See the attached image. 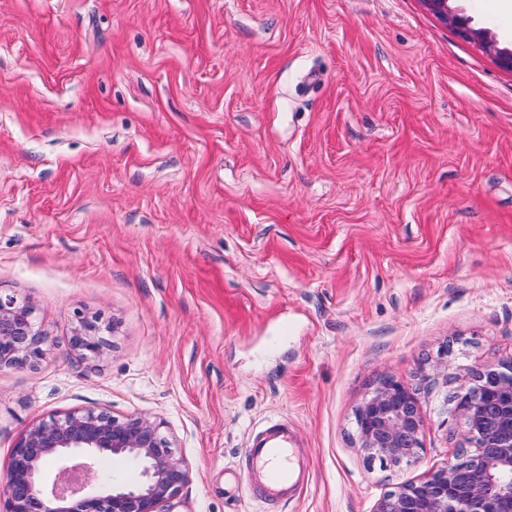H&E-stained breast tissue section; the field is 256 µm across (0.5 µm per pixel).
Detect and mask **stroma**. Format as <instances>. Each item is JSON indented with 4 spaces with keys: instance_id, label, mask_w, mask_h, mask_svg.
Returning <instances> with one entry per match:
<instances>
[{
    "instance_id": "stroma-1",
    "label": "stroma",
    "mask_w": 512,
    "mask_h": 512,
    "mask_svg": "<svg viewBox=\"0 0 512 512\" xmlns=\"http://www.w3.org/2000/svg\"><path fill=\"white\" fill-rule=\"evenodd\" d=\"M503 3L451 7L512 49ZM0 292L47 337L0 369V475L104 409L164 422L182 512H372L464 444L470 368L512 358V72L422 0H0ZM383 376L418 392V464L358 446ZM280 419L310 477L267 505L245 449ZM73 350L80 352L86 358L100 357L110 346V341L105 337L103 329L97 319L82 318L75 328L70 339Z\"/></svg>"
}]
</instances>
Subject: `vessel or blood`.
<instances>
[{
	"label": "vessel or blood",
	"instance_id": "obj_1",
	"mask_svg": "<svg viewBox=\"0 0 512 512\" xmlns=\"http://www.w3.org/2000/svg\"><path fill=\"white\" fill-rule=\"evenodd\" d=\"M296 444V432L285 420L268 424L253 437L246 453L247 478L266 499L283 498L307 484L308 467Z\"/></svg>",
	"mask_w": 512,
	"mask_h": 512
}]
</instances>
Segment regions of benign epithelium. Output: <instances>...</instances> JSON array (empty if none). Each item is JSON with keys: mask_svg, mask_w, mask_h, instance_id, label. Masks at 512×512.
I'll return each instance as SVG.
<instances>
[{"mask_svg": "<svg viewBox=\"0 0 512 512\" xmlns=\"http://www.w3.org/2000/svg\"><path fill=\"white\" fill-rule=\"evenodd\" d=\"M459 36L492 51L512 71V50L500 49L455 12L450 0H423ZM45 334L30 301L0 294V369L36 367L45 358ZM87 358L110 346L95 319H81L70 339ZM466 444L448 462L398 485L372 512H512V359L471 370L453 396ZM359 448L370 461L399 467L421 459L423 420L417 393L392 377L379 379L355 410ZM149 416L118 418L87 409L30 428L11 453L0 481V512H175L189 482L186 461ZM111 455L132 461L141 481L129 485L98 477L96 461Z\"/></svg>", "mask_w": 512, "mask_h": 512, "instance_id": "obj_1", "label": "benign epithelium"}]
</instances>
